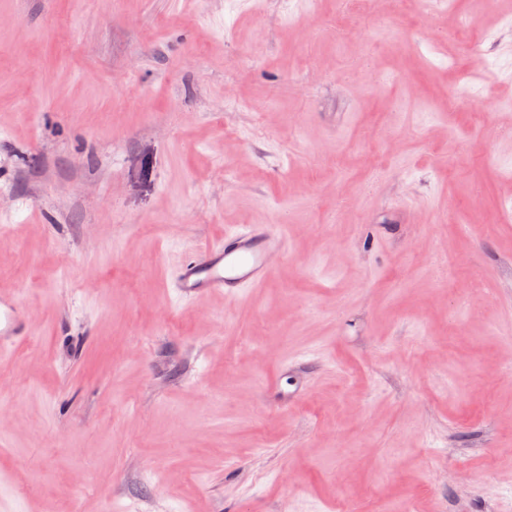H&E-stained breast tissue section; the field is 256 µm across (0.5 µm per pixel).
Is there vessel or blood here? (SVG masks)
<instances>
[{
	"label": "vessel or blood",
	"instance_id": "vessel-or-blood-1",
	"mask_svg": "<svg viewBox=\"0 0 512 512\" xmlns=\"http://www.w3.org/2000/svg\"><path fill=\"white\" fill-rule=\"evenodd\" d=\"M285 227L244 224L223 240L196 252L173 275L177 293L188 299L224 294L238 300L247 288L265 284L275 273L273 260L285 252ZM33 315L18 298L0 295V364L10 362L18 342L30 334Z\"/></svg>",
	"mask_w": 512,
	"mask_h": 512
}]
</instances>
